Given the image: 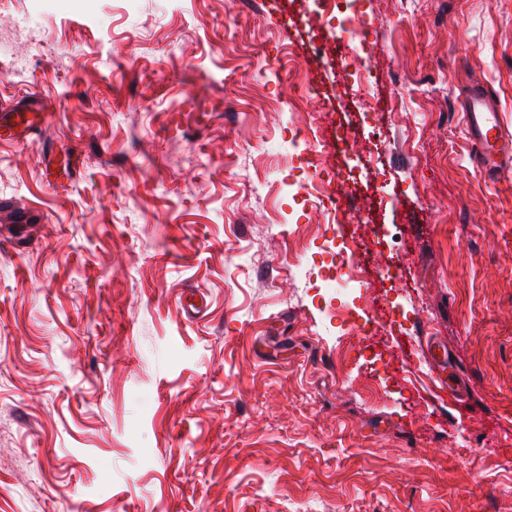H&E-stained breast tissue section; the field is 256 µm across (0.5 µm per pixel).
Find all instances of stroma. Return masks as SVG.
Wrapping results in <instances>:
<instances>
[{
	"label": "stroma",
	"instance_id": "1",
	"mask_svg": "<svg viewBox=\"0 0 512 512\" xmlns=\"http://www.w3.org/2000/svg\"><path fill=\"white\" fill-rule=\"evenodd\" d=\"M288 8L0 0V105L49 115L0 143V202L45 225L0 242V512H512V176L474 169L459 111L482 85L512 131V0H365L364 125ZM291 57L354 124L365 222L403 269L374 381L336 357L339 296L294 276L327 245L289 231L310 221ZM70 151L62 181L46 163ZM188 289L206 312H182ZM435 338L464 393L398 389Z\"/></svg>",
	"mask_w": 512,
	"mask_h": 512
}]
</instances>
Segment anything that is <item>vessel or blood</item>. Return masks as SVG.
<instances>
[{"label": "vessel or blood", "instance_id": "vessel-or-blood-1", "mask_svg": "<svg viewBox=\"0 0 512 512\" xmlns=\"http://www.w3.org/2000/svg\"><path fill=\"white\" fill-rule=\"evenodd\" d=\"M464 125L475 148L474 162L478 169L498 175L512 170V133L505 129L497 100L484 88L474 86L466 92L461 105ZM46 122L37 101L25 99L0 112V142L21 146L27 143ZM431 362L442 377L451 383L455 364L446 346L430 345Z\"/></svg>", "mask_w": 512, "mask_h": 512}]
</instances>
